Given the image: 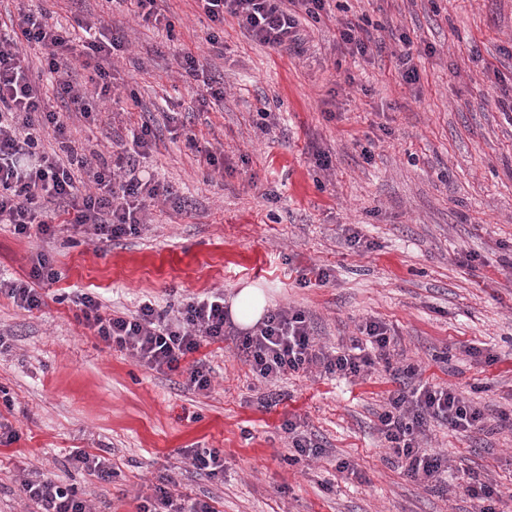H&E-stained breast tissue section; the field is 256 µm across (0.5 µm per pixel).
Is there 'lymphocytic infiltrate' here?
<instances>
[{"label": "lymphocytic infiltrate", "mask_w": 512, "mask_h": 512, "mask_svg": "<svg viewBox=\"0 0 512 512\" xmlns=\"http://www.w3.org/2000/svg\"><path fill=\"white\" fill-rule=\"evenodd\" d=\"M325 2L197 0L215 27L234 18L251 36L277 50L301 40L293 8H303L316 18ZM80 28L81 36H74L50 23L45 14L31 10L19 11L10 27L0 28V224L12 225L19 235L35 228L50 236L54 223L61 222L108 244L140 233L146 200L170 196L171 191L153 178L136 174L138 159L148 155L155 137L149 122L141 123L131 142L113 141L111 160L94 164L74 151L66 125L49 109L43 91L47 82L57 99L89 121L118 104L112 94V60L124 42L99 21L82 22ZM35 48L41 52L36 69L29 61V52ZM74 61L89 70L90 88L76 87L68 79V67ZM49 135L56 143L52 150L43 146ZM57 277L42 254L29 280L0 278V295L20 309L37 310L44 304L37 282ZM74 304L78 320L101 340L159 372L178 371L182 361L198 351L201 338L219 341L230 334L236 335L253 372L266 382L313 367L327 375L360 377L383 365L399 387L390 393L378 416L380 432L407 473L433 486L445 482L448 457L425 447L428 419H441L460 432L478 428L483 420L480 410L456 388L419 381L414 366L393 367L395 338L376 320L361 325L360 338L352 339L349 346L329 351L317 346L303 313L290 308L268 312L249 331L234 334L224 297L218 293L164 310L146 300L131 314L108 311L89 293L76 295ZM20 490L42 512H92L76 489L48 479L24 477Z\"/></svg>", "instance_id": "lymphocytic-infiltrate-1"}]
</instances>
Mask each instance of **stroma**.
<instances>
[{"instance_id": "35a3bbf8", "label": "stroma", "mask_w": 512, "mask_h": 512, "mask_svg": "<svg viewBox=\"0 0 512 512\" xmlns=\"http://www.w3.org/2000/svg\"><path fill=\"white\" fill-rule=\"evenodd\" d=\"M37 4L66 30L101 19L126 42L112 69L124 114L66 115L72 146L107 155L151 120L137 172L174 196L148 202L141 233L109 246L63 224L51 237L0 224L1 276L28 279L40 253L59 273L43 283L41 309L0 295V423L18 435L0 446V512H40L20 494L26 474L73 486L94 512H138L167 476L215 512H474L462 486L475 477L501 489L496 512H512L502 420L512 415V0H328L319 18L298 13L297 52L259 44L232 19L210 45L195 0H165L170 31L133 17L126 0ZM345 20L385 52L340 49ZM183 49L223 99L200 105L174 61ZM404 52L416 82L398 72ZM188 132L223 170L187 146ZM320 153L329 169L316 166ZM247 286L270 308L302 312L329 350L367 320L385 323L394 366L483 411L468 433L430 422L429 447L451 460L443 486L415 481L387 450L378 415L395 384L384 368L265 383L228 336L187 358L210 377L198 391L106 344L72 304L91 293L131 313L145 299L162 309L220 292L229 302ZM289 419L322 455L289 462ZM187 448L219 449L223 475L194 468ZM79 450L108 459L111 481L75 465ZM341 460L354 474L337 471Z\"/></svg>"}]
</instances>
